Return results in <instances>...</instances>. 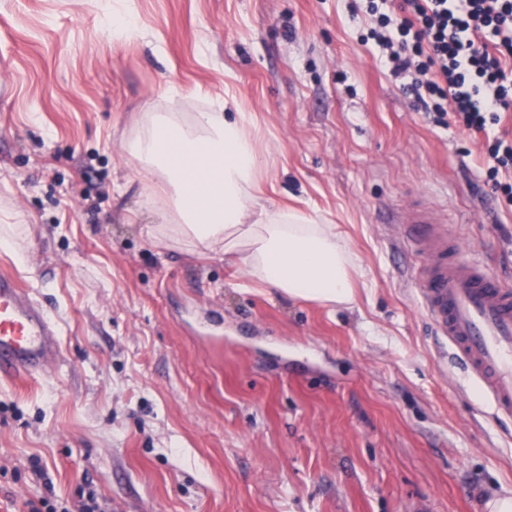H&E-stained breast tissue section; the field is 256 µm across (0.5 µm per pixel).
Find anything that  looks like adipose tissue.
Masks as SVG:
<instances>
[{"mask_svg":"<svg viewBox=\"0 0 512 512\" xmlns=\"http://www.w3.org/2000/svg\"><path fill=\"white\" fill-rule=\"evenodd\" d=\"M247 113H196L191 124L156 117L130 143L141 171L172 195L176 219L153 224L156 241H187L203 254L236 260L242 285L260 283L320 304L353 301L360 270L334 225L297 210L269 209L258 197L263 158Z\"/></svg>","mask_w":512,"mask_h":512,"instance_id":"1","label":"adipose tissue"}]
</instances>
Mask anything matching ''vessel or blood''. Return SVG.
Returning a JSON list of instances; mask_svg holds the SVG:
<instances>
[{
  "label": "vessel or blood",
  "instance_id": "1",
  "mask_svg": "<svg viewBox=\"0 0 512 512\" xmlns=\"http://www.w3.org/2000/svg\"><path fill=\"white\" fill-rule=\"evenodd\" d=\"M396 218L420 258L414 280L433 329L448 338L498 413L512 415V285L469 257L433 211L415 207ZM58 357L49 316L12 275L0 273V376L28 378Z\"/></svg>",
  "mask_w": 512,
  "mask_h": 512
}]
</instances>
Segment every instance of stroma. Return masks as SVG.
I'll use <instances>...</instances> for the list:
<instances>
[{"mask_svg":"<svg viewBox=\"0 0 512 512\" xmlns=\"http://www.w3.org/2000/svg\"><path fill=\"white\" fill-rule=\"evenodd\" d=\"M119 7L0 0V271L61 352L0 378V512H487L512 418L436 336L393 219L434 208L512 281L485 136L414 110L362 0H131L138 36L107 27ZM228 93L270 205L357 257L354 303L237 288L223 256L148 238L161 203L124 144Z\"/></svg>","mask_w":512,"mask_h":512,"instance_id":"stroma-1","label":"stroma"}]
</instances>
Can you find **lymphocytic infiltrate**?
Masks as SVG:
<instances>
[{"instance_id": "f902f5d3", "label": "lymphocytic infiltrate", "mask_w": 512, "mask_h": 512, "mask_svg": "<svg viewBox=\"0 0 512 512\" xmlns=\"http://www.w3.org/2000/svg\"><path fill=\"white\" fill-rule=\"evenodd\" d=\"M367 39L417 109L488 134L487 182L512 207V138L489 135L512 109V0H367Z\"/></svg>"}]
</instances>
